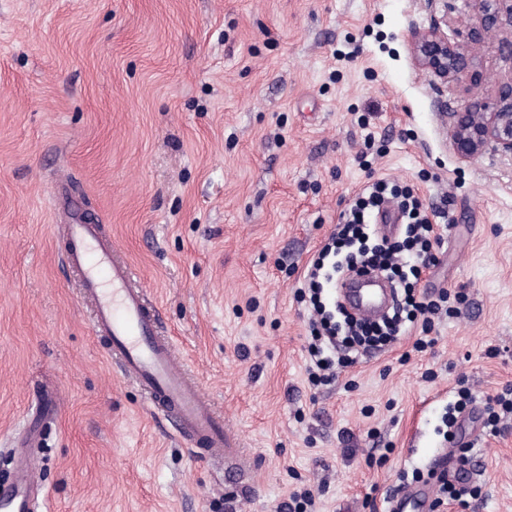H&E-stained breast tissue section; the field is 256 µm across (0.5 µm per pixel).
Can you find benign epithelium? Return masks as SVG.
Wrapping results in <instances>:
<instances>
[{"label": "benign epithelium", "mask_w": 512, "mask_h": 512, "mask_svg": "<svg viewBox=\"0 0 512 512\" xmlns=\"http://www.w3.org/2000/svg\"><path fill=\"white\" fill-rule=\"evenodd\" d=\"M479 26L470 38L480 41L500 32L512 19V0H469ZM410 48L415 63L434 73L445 85L461 86L481 77L475 56L464 44L451 42L440 27L414 30ZM454 153L470 161L494 145L512 157V82L500 86L492 99L466 95L448 113Z\"/></svg>", "instance_id": "7a95c632"}]
</instances>
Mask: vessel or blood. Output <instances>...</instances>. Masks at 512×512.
I'll return each instance as SVG.
<instances>
[{"label":"vessel or blood","mask_w":512,"mask_h":512,"mask_svg":"<svg viewBox=\"0 0 512 512\" xmlns=\"http://www.w3.org/2000/svg\"><path fill=\"white\" fill-rule=\"evenodd\" d=\"M58 230L68 243L65 262L82 301L91 308L94 332L109 341L112 361L123 377L142 389L149 411L166 419L180 438L204 457L223 460L232 446L224 418L202 386L187 376L137 269L118 255L102 225L77 217ZM355 282L350 276L339 284L338 296L348 310L362 317L386 313L392 289H359ZM38 484L33 459L20 453L11 483L0 487V512H31L29 492ZM433 495L428 484L400 491L390 512H428Z\"/></svg>","instance_id":"b4317fda"}]
</instances>
